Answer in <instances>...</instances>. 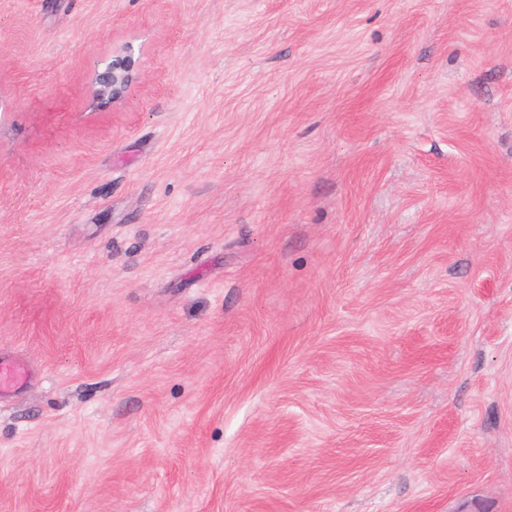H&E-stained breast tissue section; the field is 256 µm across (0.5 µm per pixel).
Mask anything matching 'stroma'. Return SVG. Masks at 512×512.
Masks as SVG:
<instances>
[{"label":"stroma","mask_w":512,"mask_h":512,"mask_svg":"<svg viewBox=\"0 0 512 512\" xmlns=\"http://www.w3.org/2000/svg\"><path fill=\"white\" fill-rule=\"evenodd\" d=\"M0 358V512H512V0H0ZM138 61L130 45L112 53L107 63L94 65L90 80V96L97 110L122 105L139 79ZM27 376L26 366L18 361H0V393L22 383Z\"/></svg>","instance_id":"obj_1"}]
</instances>
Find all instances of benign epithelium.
Returning a JSON list of instances; mask_svg holds the SVG:
<instances>
[{"label":"benign epithelium","instance_id":"obj_1","mask_svg":"<svg viewBox=\"0 0 512 512\" xmlns=\"http://www.w3.org/2000/svg\"><path fill=\"white\" fill-rule=\"evenodd\" d=\"M137 66L129 45L113 53L110 61L94 65L89 90L96 109H114L125 102L139 79Z\"/></svg>","mask_w":512,"mask_h":512}]
</instances>
